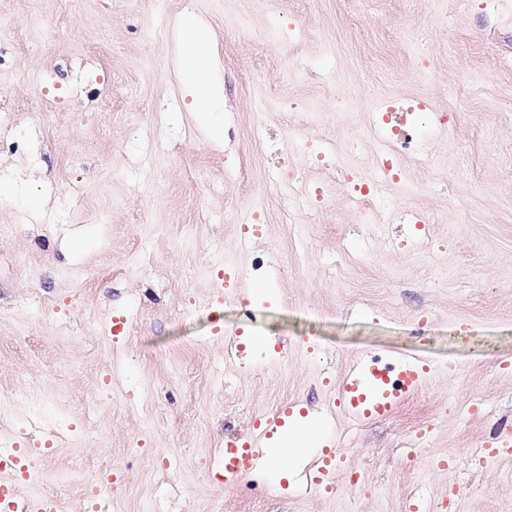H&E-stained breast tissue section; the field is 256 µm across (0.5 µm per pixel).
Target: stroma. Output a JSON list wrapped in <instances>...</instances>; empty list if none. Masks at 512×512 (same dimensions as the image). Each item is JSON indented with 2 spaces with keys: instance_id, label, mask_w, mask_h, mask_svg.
<instances>
[{
  "instance_id": "stroma-1",
  "label": "stroma",
  "mask_w": 512,
  "mask_h": 512,
  "mask_svg": "<svg viewBox=\"0 0 512 512\" xmlns=\"http://www.w3.org/2000/svg\"><path fill=\"white\" fill-rule=\"evenodd\" d=\"M441 0H0V113L11 132L0 166L16 196L0 224V406L22 383L45 413L99 429L55 444L14 422L20 447L50 467L83 460L65 512H87L81 488L101 461L124 475L121 512L165 495L167 512H512V456L473 458L512 428V0H482L452 25ZM36 51L19 48L31 10ZM193 13L214 38L224 137L189 109L178 77L177 24ZM279 27L278 41L261 34ZM427 28L412 49L396 34ZM335 74V90L288 73L291 59ZM408 99L450 112L422 132L427 162L403 155L421 193L389 198L426 219L361 223L347 187L316 169L306 145L330 138L345 164L371 167L381 134L373 109ZM315 102L320 128L290 133L293 101ZM263 111H254L256 102ZM321 184L316 214L298 208L269 170ZM25 294L44 306L26 316ZM210 308L195 312L193 300ZM114 335H104L105 326ZM264 334L266 347L248 338ZM238 352L225 383L210 362ZM362 357L426 368L382 419L354 424L343 385ZM111 375L109 393L101 380ZM318 414L319 445L336 443L364 483L311 485L267 469L224 478L227 439L265 444L259 418L284 405ZM429 435L414 457L405 446ZM143 440L153 458L126 449ZM191 455L195 469L158 474L154 459ZM174 495H166L167 487Z\"/></svg>"
}]
</instances>
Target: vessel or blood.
<instances>
[{"label": "vessel or blood", "instance_id": "vessel-or-blood-1", "mask_svg": "<svg viewBox=\"0 0 512 512\" xmlns=\"http://www.w3.org/2000/svg\"><path fill=\"white\" fill-rule=\"evenodd\" d=\"M422 379L420 368L408 362L398 365L397 377L373 368L369 359H361L353 365L343 387L344 406L355 423L382 417L390 413L394 401L413 390ZM265 449L251 441H239L224 456V471L237 474L259 466L265 459ZM342 462L340 451H330L312 481L318 487H331L336 483V473Z\"/></svg>", "mask_w": 512, "mask_h": 512}]
</instances>
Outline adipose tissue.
<instances>
[{
  "label": "adipose tissue",
  "mask_w": 512,
  "mask_h": 512,
  "mask_svg": "<svg viewBox=\"0 0 512 512\" xmlns=\"http://www.w3.org/2000/svg\"><path fill=\"white\" fill-rule=\"evenodd\" d=\"M182 37V83L191 99L190 110L209 124L214 135H222L224 91L213 75L211 35L205 27L187 16L182 20ZM316 434V428L303 424L279 437L277 451L269 461L270 468L281 476L298 467L309 454Z\"/></svg>",
  "instance_id": "1"
}]
</instances>
